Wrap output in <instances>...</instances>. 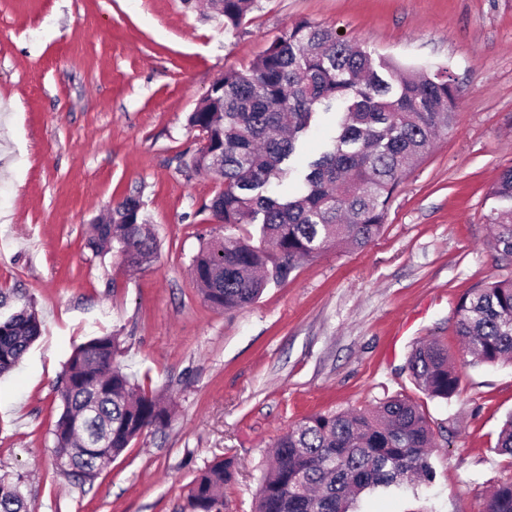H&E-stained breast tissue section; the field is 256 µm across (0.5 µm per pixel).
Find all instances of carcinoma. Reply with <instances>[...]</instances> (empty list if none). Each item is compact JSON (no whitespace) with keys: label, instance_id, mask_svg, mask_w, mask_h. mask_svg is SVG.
Wrapping results in <instances>:
<instances>
[{"label":"carcinoma","instance_id":"carcinoma-1","mask_svg":"<svg viewBox=\"0 0 512 512\" xmlns=\"http://www.w3.org/2000/svg\"><path fill=\"white\" fill-rule=\"evenodd\" d=\"M257 0H218L224 29H238ZM458 88L450 70L424 74L340 39L328 27L300 20L284 29L248 68L227 70L193 112L188 125L202 147L183 161L222 182L208 205L224 238L193 260L205 302L217 309L248 306L272 283H283L304 261L328 248H362L381 231L394 195L413 163L456 117ZM339 115L335 135L301 171L291 159L317 114ZM296 177L302 189L283 197L274 187ZM497 206L487 216L493 245L512 259V167L493 185ZM258 237L244 242L238 232ZM86 246L116 252L131 267L154 258L158 244L140 198L126 196L109 221L90 226ZM458 336L476 365L512 363V279L464 295L456 309ZM36 312L22 308L0 318V376L12 371L41 335ZM109 334L78 346L57 381L62 412L54 453L83 483L103 472L142 433L165 429L171 409L131 382L116 362ZM414 384L432 399L456 393L459 375L435 341L408 359ZM434 439L419 404L392 397L364 410L319 413L281 435L262 474L255 512H361V494L395 492L430 483ZM497 451L512 460V414ZM233 462L219 461L193 483V512L223 502ZM0 512H34L20 486L0 478ZM482 512H512V476L491 491Z\"/></svg>","mask_w":512,"mask_h":512}]
</instances>
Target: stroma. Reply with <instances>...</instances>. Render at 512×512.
Here are the masks:
<instances>
[{"mask_svg": "<svg viewBox=\"0 0 512 512\" xmlns=\"http://www.w3.org/2000/svg\"><path fill=\"white\" fill-rule=\"evenodd\" d=\"M301 19L376 58L448 66L456 120L403 181L374 241L327 249L253 304L217 310L190 265L224 234L208 208L222 185L184 170L201 145L187 115ZM509 166L512 0H259L236 31L205 0H0V291L42 322L0 377V476L36 512H192L194 480L230 457L222 512H253L273 444L296 422L402 395L434 432L435 480L413 496H363L362 512H404L416 497L437 512H480L512 473L495 450L512 365L471 364L455 309L512 278L487 222ZM128 195L158 243L141 271L85 245L90 224ZM104 333L173 413L83 484L54 466L56 380L76 346ZM433 339L460 377L445 401L406 368Z\"/></svg>", "mask_w": 512, "mask_h": 512, "instance_id": "1", "label": "stroma"}]
</instances>
